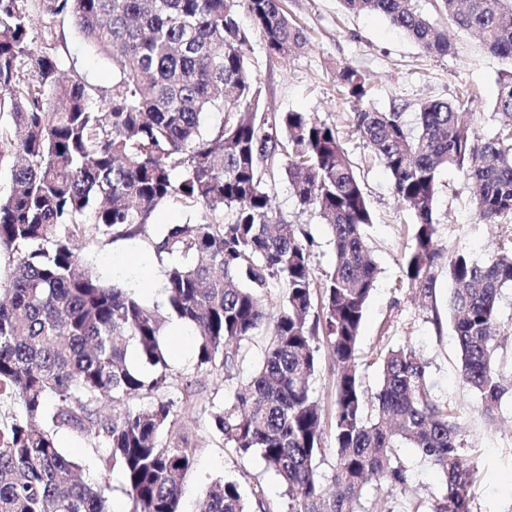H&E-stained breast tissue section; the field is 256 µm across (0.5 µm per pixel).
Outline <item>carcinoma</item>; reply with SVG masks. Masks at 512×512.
<instances>
[{
	"mask_svg": "<svg viewBox=\"0 0 512 512\" xmlns=\"http://www.w3.org/2000/svg\"><path fill=\"white\" fill-rule=\"evenodd\" d=\"M29 2L0 0V88L8 94L0 115L9 117L0 159L14 158L10 193L0 198V251L11 258L0 289V512H109L104 488L58 447L57 428L93 439L99 459L121 469L129 512H180L194 449L183 436H159L197 390L172 373L159 305L82 264L98 236L147 240L163 265V305L195 331L197 369L220 367L234 379L242 343L268 327L260 366L212 425L240 457L260 456L279 478L288 512H367L366 487L405 490L402 444L441 474L431 512H472L477 470L467 453L476 449L464 448L416 350L380 349V386L369 397L363 390L357 343L376 266L362 182L336 125L309 112L261 111L249 68L255 33L281 58L307 45L282 0H39L46 13L71 15L112 59L103 112L83 76L64 69L60 44L35 43ZM343 2L353 13L385 16L429 53L451 47L417 0ZM440 2L484 49L512 60V0ZM336 82L354 103L368 96L367 78L351 66L337 68ZM211 109L225 120L204 133ZM494 110L506 121L488 138L472 135L471 113L440 100L420 105L413 128L395 106L360 107L352 117L414 215L403 276L438 329L439 277L451 285L459 379L487 416L512 387L495 339L512 252L484 262L463 249L448 253L437 241L435 205L438 174L453 165L480 221L512 215V71L501 76ZM277 177L331 229L334 265L317 291L306 233L272 205ZM176 198L197 210L196 222L149 234L154 212ZM278 284L285 293L272 313L263 300ZM321 340L336 364L330 489L318 472L324 414L310 384ZM138 396L150 402L127 406ZM200 512L274 510L261 484L247 497L225 479L207 488Z\"/></svg>",
	"mask_w": 512,
	"mask_h": 512,
	"instance_id": "carcinoma-1",
	"label": "carcinoma"
}]
</instances>
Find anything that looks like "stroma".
I'll use <instances>...</instances> for the list:
<instances>
[{"instance_id":"1","label":"stroma","mask_w":512,"mask_h":512,"mask_svg":"<svg viewBox=\"0 0 512 512\" xmlns=\"http://www.w3.org/2000/svg\"><path fill=\"white\" fill-rule=\"evenodd\" d=\"M283 6L308 34L307 48L297 55L280 58L268 55L260 37H253L252 64L255 85L262 109L276 112H312L334 123L363 182L372 213L365 234L373 249L378 268L375 290L368 302L358 344V372L367 392H374L380 381L376 353L380 347L412 346L424 359L439 400L447 402L463 430L466 446L478 450L474 465L478 479L471 491L474 512H512V391L507 392L494 418L479 409L477 393L464 387L458 377V347L450 322H447V280L436 288L437 308L442 326H434L431 314L412 299L402 275L403 257L410 243L413 216L394 196L390 176L380 161L352 127L353 110L336 86V68L352 65L370 78L368 106L380 111L396 106L402 119L413 124L422 102L444 100L452 103L468 99L474 114L476 135L493 136L500 118L493 109L501 75L512 70V63L486 52L470 35L459 31L438 8V0H418L421 12L439 27L447 29L452 42L448 54L425 52L417 43L378 14L355 15L345 11L340 0H283ZM31 35L35 41L56 40L65 45L68 68L79 71L104 100L112 90L113 66L109 57L90 46L67 15L42 12L31 4ZM436 202L437 238L448 249H465L475 261H485L495 250L512 251V216L499 223L480 222L469 202V186L463 173L448 167L438 175ZM273 205L289 223L299 225L312 240L311 260L316 275H323L334 263L330 229L317 215L299 209L286 181L274 186ZM150 254L144 238L112 241L94 239L84 250V263L106 282L123 286L127 272L112 268V256L121 249ZM267 329H259L245 342V360L235 380H225L221 372L195 371V339L186 337L181 357L171 358L174 373L195 381L200 394L195 403L182 408L173 427L188 438L195 450V464L186 480L181 512H197L206 488L214 481L231 477L243 492L262 484L267 499L277 512H288V499L277 479L266 472L259 456L239 457L225 447L212 428V414L227 398L239 380L247 378L261 363ZM336 367L328 348H320L319 362L311 380L313 395L326 415L322 435L325 454L318 472L330 482L334 472L333 382ZM56 441L64 453L82 465L84 474L110 488L109 506L125 512L127 497L119 471L106 470L92 451V442L70 431L59 430ZM401 460L411 472L405 493L367 489L364 502L385 498L389 506L420 508L429 512L441 493L436 469L420 460L414 448L402 446Z\"/></svg>"}]
</instances>
